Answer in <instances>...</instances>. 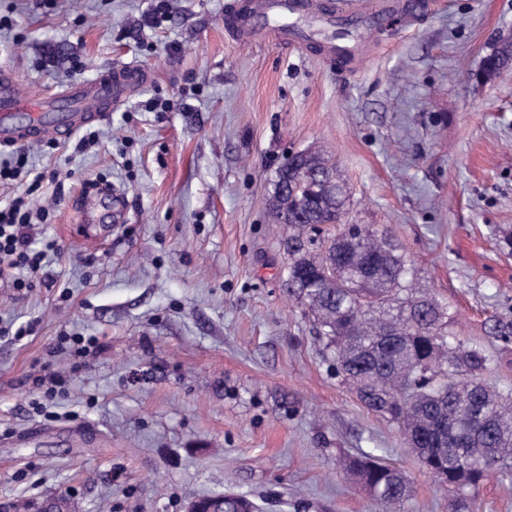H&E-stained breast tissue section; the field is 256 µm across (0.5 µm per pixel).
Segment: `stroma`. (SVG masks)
Returning <instances> with one entry per match:
<instances>
[{
  "label": "stroma",
  "mask_w": 512,
  "mask_h": 512,
  "mask_svg": "<svg viewBox=\"0 0 512 512\" xmlns=\"http://www.w3.org/2000/svg\"><path fill=\"white\" fill-rule=\"evenodd\" d=\"M0 0V69L27 97L101 69L151 82L79 134L28 144L32 196L62 246L31 289L0 286V501L49 493L77 512H185L231 490L259 512H371L344 459L399 468V512H452L396 426L368 412L283 280L268 214L288 157L316 149L350 191L349 224L398 244L412 286L448 310L452 338L482 348L483 379L512 391V67L472 74L512 31V0H403L364 30L351 72L323 59L321 24L300 48L239 41L238 0ZM24 337H16L18 328ZM94 337L78 366L62 336ZM64 392L34 412V380ZM469 512H512V475L463 491Z\"/></svg>",
  "instance_id": "1"
}]
</instances>
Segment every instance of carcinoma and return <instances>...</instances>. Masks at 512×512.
<instances>
[{
    "label": "carcinoma",
    "instance_id": "cac0c4a2",
    "mask_svg": "<svg viewBox=\"0 0 512 512\" xmlns=\"http://www.w3.org/2000/svg\"><path fill=\"white\" fill-rule=\"evenodd\" d=\"M512 65L493 49L481 72ZM348 193L336 165L318 151L298 152L277 172L269 196L272 223L288 230V296L303 305L332 351L336 375L364 407L396 424L404 443L448 490L479 489L512 464V393L482 380L487 358L448 341V313L411 288L412 265L372 224H346ZM323 224H340L321 236ZM342 261L340 276L330 267ZM372 495L377 512L407 497L403 472L371 453L346 464ZM244 496L224 512H253Z\"/></svg>",
    "mask_w": 512,
    "mask_h": 512
}]
</instances>
